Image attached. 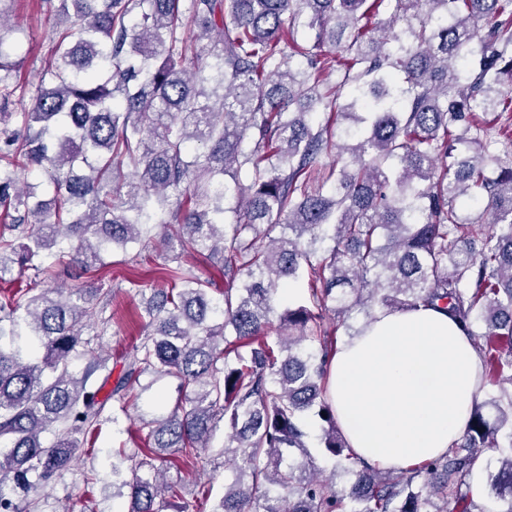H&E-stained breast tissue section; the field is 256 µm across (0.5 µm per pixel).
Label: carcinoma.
<instances>
[{
	"label": "carcinoma",
	"instance_id": "obj_1",
	"mask_svg": "<svg viewBox=\"0 0 512 512\" xmlns=\"http://www.w3.org/2000/svg\"><path fill=\"white\" fill-rule=\"evenodd\" d=\"M58 11L50 86L19 113L21 138L3 106L25 92L0 49V211L14 213L0 281L72 264L93 276L151 224L182 256H221L227 281L214 298L179 264L149 298L112 421L145 373L174 379L183 401L143 423L145 457L118 451L128 512H189L154 461L197 458L221 422L232 476L214 512H448L450 501L512 512V374L488 401L494 419L476 404L448 453L370 467L327 397L338 328L323 322L423 304L469 336L512 338V132L486 119L512 112V0H60ZM186 21L211 39L210 61L190 56ZM300 27L314 36L304 66L286 51ZM32 166L53 199L31 184L10 192ZM304 267L306 297L278 309ZM94 300L110 304L112 290L0 297V512H28L103 422L107 360L82 339ZM477 349L495 382L512 369V347ZM310 412L334 465L352 466L347 492L315 471ZM476 471L488 506L462 494Z\"/></svg>",
	"mask_w": 512,
	"mask_h": 512
}]
</instances>
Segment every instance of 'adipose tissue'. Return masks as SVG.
I'll return each instance as SVG.
<instances>
[{
	"instance_id": "adipose-tissue-1",
	"label": "adipose tissue",
	"mask_w": 512,
	"mask_h": 512,
	"mask_svg": "<svg viewBox=\"0 0 512 512\" xmlns=\"http://www.w3.org/2000/svg\"><path fill=\"white\" fill-rule=\"evenodd\" d=\"M483 378L472 337L445 312L420 305L377 313L362 333L338 342L329 396L349 448L398 471L454 446Z\"/></svg>"
}]
</instances>
